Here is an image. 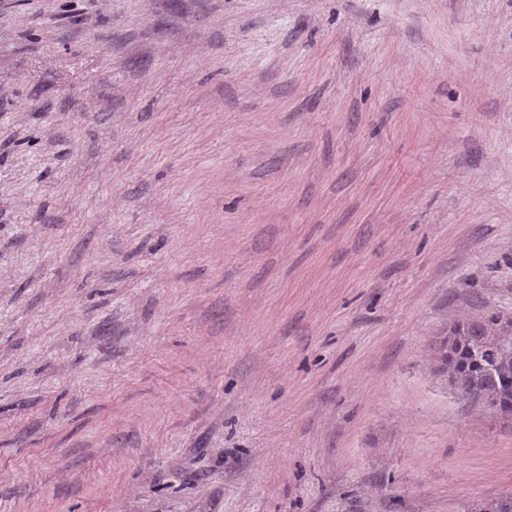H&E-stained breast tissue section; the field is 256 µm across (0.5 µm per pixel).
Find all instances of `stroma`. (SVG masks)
<instances>
[{"label": "stroma", "instance_id": "stroma-1", "mask_svg": "<svg viewBox=\"0 0 512 512\" xmlns=\"http://www.w3.org/2000/svg\"><path fill=\"white\" fill-rule=\"evenodd\" d=\"M490 311L512 0H0V512H464ZM448 383L484 407L512 414V315L488 312L448 327L438 349Z\"/></svg>", "mask_w": 512, "mask_h": 512}]
</instances>
